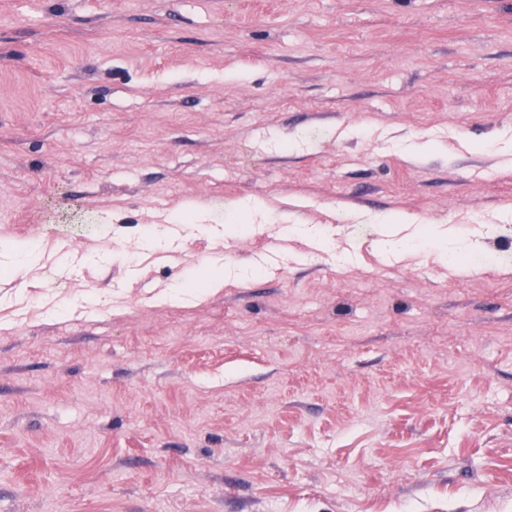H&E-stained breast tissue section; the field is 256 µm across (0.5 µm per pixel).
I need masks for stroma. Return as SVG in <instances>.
<instances>
[{"instance_id":"stroma-1","label":"stroma","mask_w":512,"mask_h":512,"mask_svg":"<svg viewBox=\"0 0 512 512\" xmlns=\"http://www.w3.org/2000/svg\"><path fill=\"white\" fill-rule=\"evenodd\" d=\"M509 209L512 0H0V512H512ZM387 226L383 237L379 239L377 245L381 254L387 259H403L407 256L406 245L408 238H399L398 231H401L408 227H415V231L418 233L422 229V224H416L417 218L404 213L396 214L393 217V222L388 219H384L382 222Z\"/></svg>"}]
</instances>
